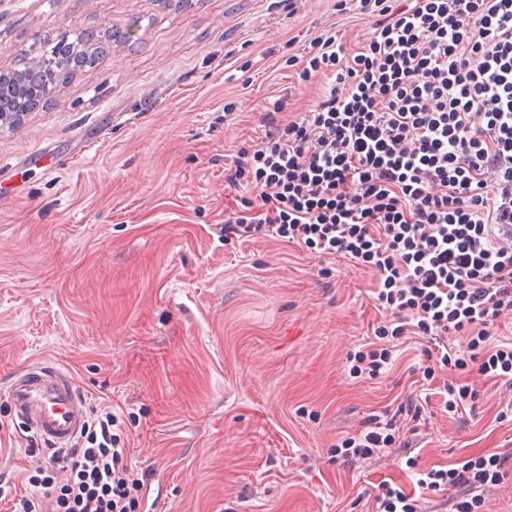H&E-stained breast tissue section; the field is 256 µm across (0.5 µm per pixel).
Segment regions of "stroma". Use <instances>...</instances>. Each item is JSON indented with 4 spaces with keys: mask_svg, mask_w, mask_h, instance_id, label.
I'll list each match as a JSON object with an SVG mask.
<instances>
[{
    "mask_svg": "<svg viewBox=\"0 0 512 512\" xmlns=\"http://www.w3.org/2000/svg\"><path fill=\"white\" fill-rule=\"evenodd\" d=\"M375 22L336 0H0V71L62 35L133 29L0 127V387L39 357L73 370L151 467L147 512H366L382 480L414 490L402 453L358 469L333 456L368 416L427 393L416 345L381 377L349 374L382 318L372 271L219 230L253 195L224 170L264 115L279 100L280 120L311 111L333 84L300 81L288 57L323 34L358 48ZM468 381L475 408L428 415L419 469L512 458V392ZM26 446L0 398V512H19L41 463Z\"/></svg>",
    "mask_w": 512,
    "mask_h": 512,
    "instance_id": "obj_1",
    "label": "stroma"
}]
</instances>
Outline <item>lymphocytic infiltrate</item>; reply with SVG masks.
Segmentation results:
<instances>
[{
    "label": "lymphocytic infiltrate",
    "mask_w": 512,
    "mask_h": 512,
    "mask_svg": "<svg viewBox=\"0 0 512 512\" xmlns=\"http://www.w3.org/2000/svg\"><path fill=\"white\" fill-rule=\"evenodd\" d=\"M351 1L376 16L372 37L352 53L335 36L314 39L299 76L334 84L313 111L266 117L261 140L238 150L227 181L256 196L225 217L224 237L271 236L371 268L385 318L348 355L350 376L392 366L382 339L427 340L422 376L448 373L438 394L455 414L478 398L461 374L512 389V342L494 336L512 319V0L336 4ZM452 335L466 347L450 348ZM121 424L108 407L90 416L29 474L22 512H144L150 471L130 462ZM393 446L415 468L410 442L373 415L336 456L353 466ZM504 466L497 453L464 457L417 470L416 485L429 496L457 489L449 512H481Z\"/></svg>",
    "instance_id": "1"
}]
</instances>
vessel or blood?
I'll list each match as a JSON object with an SVG mask.
<instances>
[{
    "mask_svg": "<svg viewBox=\"0 0 512 512\" xmlns=\"http://www.w3.org/2000/svg\"><path fill=\"white\" fill-rule=\"evenodd\" d=\"M15 417L50 446L65 448L88 419L86 398L66 366L36 359L7 381Z\"/></svg>",
    "mask_w": 512,
    "mask_h": 512,
    "instance_id": "b4317fda",
    "label": "vessel or blood"
}]
</instances>
